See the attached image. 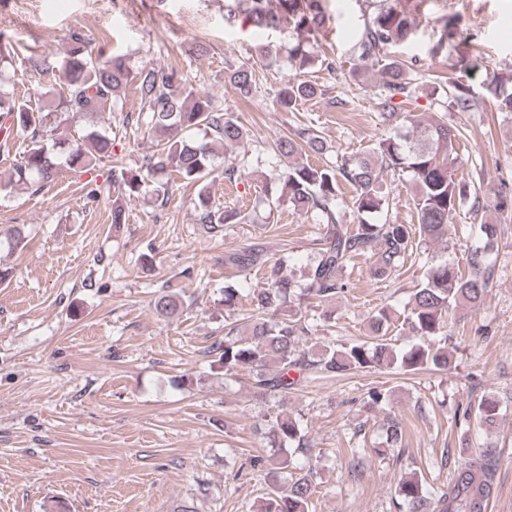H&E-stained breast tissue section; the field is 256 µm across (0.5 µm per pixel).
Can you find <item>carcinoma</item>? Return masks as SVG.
Segmentation results:
<instances>
[{
	"label": "carcinoma",
	"mask_w": 512,
	"mask_h": 512,
	"mask_svg": "<svg viewBox=\"0 0 512 512\" xmlns=\"http://www.w3.org/2000/svg\"><path fill=\"white\" fill-rule=\"evenodd\" d=\"M408 0H378V7L360 43L362 70L380 76L381 122L395 128L394 134L368 145L357 156L344 157L331 165L296 163L277 177V203H288L293 211L312 215L323 224L313 261L300 276L285 273L284 261L267 264L262 251L249 245L231 258L241 271H263V287L241 288L224 283V338L211 345V353L224 372L249 373L257 397L267 399L307 382L336 374L369 373L389 368L399 374L421 371H447L452 365L448 350L447 317L458 308L476 309L482 304L493 279L488 246L497 236V225L483 224L485 247L467 254L468 272L463 274L448 261L432 265L424 280L411 293L409 307L399 316L382 308L369 322L370 335L361 341L336 346L329 342L315 351L300 347V337L318 331L327 315L316 312L301 315L298 301H332L345 290L342 272L357 257L374 260V274L385 279L404 267L418 243L438 242L448 236V226L465 203L484 212L512 208V189H501L493 199L477 193L470 182L456 174L460 161L458 147L464 134L448 123L440 112L426 115L402 114L398 109L411 105L421 94L445 93L443 107L448 112H476L484 104L505 119H512V73L487 78L476 92L456 79L443 84L418 81L407 61L392 57L386 49L406 41L413 32L417 15L407 8ZM229 8L258 29L284 25L296 38L288 45L292 67L307 72L317 67H332L314 48V36L326 25L322 0H230ZM279 47L266 44L256 48L258 59L268 67L280 60ZM11 51L0 45V129L4 139L14 133L30 139L23 161L16 166L0 191L22 183L41 188L53 182L64 169L92 173L93 161L112 156L116 140L98 129L97 116L115 108L127 87H132L146 113L145 124L160 138L163 148L142 159L139 172L112 169L117 196L112 200V223H126L125 199L151 192L160 205L172 193L169 181L159 179L175 174L186 184L199 187V223L207 232L221 230L225 224L243 221L241 212L211 202L209 185L218 177L232 183L241 178L246 162L217 165L218 149L238 144L248 136L244 125L208 93L194 87L174 68L161 70L143 64L129 66L124 55L101 61L93 57L84 39L74 34L61 71L63 76L49 90L53 109L34 108L15 93ZM228 82L242 99L253 97L256 86L251 66L240 64L228 69ZM322 95L310 80H290L277 93V106L292 112L299 103ZM82 119L85 133L75 138L64 127L66 120ZM275 149L286 157L304 153L321 156L328 146L321 132L313 127L298 130L295 137L275 142ZM412 186L415 224H399L384 213L389 193L383 174ZM355 189L351 207L360 217L354 227L344 222L345 211L339 202L340 184ZM248 296L253 311L237 317L243 296ZM155 311L174 317L185 311L177 292L165 290L153 300ZM396 323L401 330L419 339L410 348H399L386 337L384 328ZM475 414L488 427L497 423L499 403L492 395L482 397L465 414ZM269 457L256 456L253 466L270 463L288 471L293 465L290 446L308 451L309 443L300 418L276 415L270 425ZM495 458L485 449L458 466L448 489L431 492L415 477L399 481L396 488L399 512H483L489 501L495 476ZM315 486L311 473H297L283 484L272 485L260 497L257 512H312Z\"/></svg>",
	"instance_id": "1"
}]
</instances>
